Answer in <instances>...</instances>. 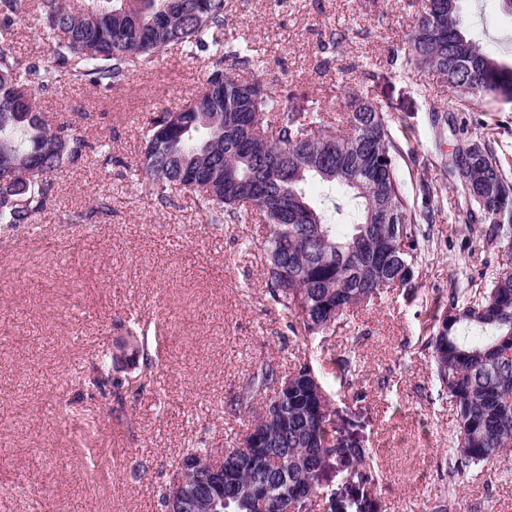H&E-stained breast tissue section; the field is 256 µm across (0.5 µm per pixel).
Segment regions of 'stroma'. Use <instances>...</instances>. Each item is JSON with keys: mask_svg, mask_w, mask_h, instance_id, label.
Masks as SVG:
<instances>
[{"mask_svg": "<svg viewBox=\"0 0 512 512\" xmlns=\"http://www.w3.org/2000/svg\"><path fill=\"white\" fill-rule=\"evenodd\" d=\"M426 5L226 0L221 37L263 60L261 79L283 110L372 100L389 116L417 209L441 211L425 227L417 290H384L314 339L294 336L269 299L263 225L206 223L190 198L160 203L136 178L142 125L200 90L207 56L174 47L112 89L85 81L37 93L50 119L74 120L89 142L108 144L112 162L89 154L65 166L33 223L0 226V512H30L35 499L43 512H162L160 494L186 453L232 447L250 427L252 415L229 402L253 372L269 363L285 376L305 360L337 394V440L369 449L380 475L363 486L329 465L321 512H512V448L490 468L449 475L455 411L424 348L449 289L476 288L508 262L502 241L467 230L446 167L459 139L432 113L494 128L512 160V100L464 101L435 74L395 72L388 59L405 53ZM462 9L467 34L511 60L512 15L500 0H463ZM333 31L342 40L332 47ZM0 42L24 64L49 57L54 37L20 19L0 24ZM429 186L438 195L426 197ZM133 331L154 384L120 404L79 387L75 371L111 369L115 342ZM345 356L355 371L341 393Z\"/></svg>", "mask_w": 512, "mask_h": 512, "instance_id": "35a3bbf8", "label": "stroma"}]
</instances>
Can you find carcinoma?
Masks as SVG:
<instances>
[{"label": "carcinoma", "instance_id": "1", "mask_svg": "<svg viewBox=\"0 0 512 512\" xmlns=\"http://www.w3.org/2000/svg\"><path fill=\"white\" fill-rule=\"evenodd\" d=\"M462 0H428L409 36V49L392 58L398 73L427 71L465 99L490 92L512 98V64L464 33ZM30 15L28 0H0V23ZM32 16V15H30ZM35 24L57 35L53 56L20 67L0 45V224H29L46 206L53 176L91 151L112 161L71 121L51 126L35 93L88 80L112 88L150 65L170 47L207 52L212 72L205 89L177 111L153 114L143 133L139 167L159 202L176 191L191 195L209 224H251L266 229L268 293L293 318V331L317 336L350 308L384 288L417 287L420 223L400 178L395 143L384 110L354 97L336 118L312 103L309 111H281L280 101L255 78L261 60L246 43L224 42V0H38ZM480 124L458 144L448 167L469 222L487 241L503 239L512 257V166ZM315 180L341 196L315 205L305 184ZM512 268L484 278L473 292L448 291L424 348L437 366L440 387L456 406L454 470L488 467L512 447ZM124 365L141 364L147 386L154 363L138 337L117 347ZM288 389H283V384ZM89 384L122 403L123 382L98 372ZM272 440L269 455L235 483L224 484L226 512H261L249 488L266 485L269 512H314L315 472L330 460L351 467L361 485L378 482L370 450L336 446L332 394L308 362L283 378L266 364L253 375L238 405L253 408Z\"/></svg>", "mask_w": 512, "mask_h": 512}]
</instances>
